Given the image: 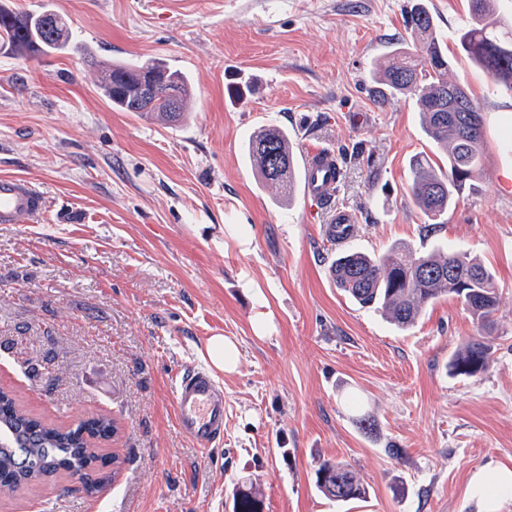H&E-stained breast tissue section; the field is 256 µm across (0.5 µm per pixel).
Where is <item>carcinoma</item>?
Masks as SVG:
<instances>
[{"label": "carcinoma", "mask_w": 512, "mask_h": 512, "mask_svg": "<svg viewBox=\"0 0 512 512\" xmlns=\"http://www.w3.org/2000/svg\"><path fill=\"white\" fill-rule=\"evenodd\" d=\"M491 0H469L472 23L460 41L468 57L495 81L512 87V26L491 17ZM53 10L31 16L0 5V49L7 47L20 56L61 51L68 28L60 23L46 29ZM414 51L392 55L378 69V78L393 94L417 97L427 136L447 156L446 169L435 168L427 156L410 162V192L415 206L427 218V232L440 230L442 217L484 165V121L481 109L467 89L448 82V55L434 35L433 17L419 4L406 20ZM98 72L97 87L113 107L155 118L165 124L183 119L191 95L187 75L164 67L167 82L145 99L140 94L142 64L128 62L91 63ZM472 110L467 123L456 108ZM248 153L261 177L290 189L296 160L287 136L269 127L253 135ZM336 287L363 308L381 310L399 328L415 323L436 300L457 299L481 327L490 323L498 301L493 273L470 255L457 249L445 254H405L401 248L375 256L345 251L330 266ZM493 354L485 336L469 339L454 354L448 367L456 375L476 376L484 372ZM117 427L112 417L98 413L71 425L47 422L20 406L13 395L0 390V485L17 489L59 473L79 480L87 494L99 491L108 478L107 469L118 458L99 453L94 445L109 441ZM317 489L329 500L347 503L364 500L368 491L347 464L323 460L315 469ZM234 512H262L260 492L254 484L234 494Z\"/></svg>", "instance_id": "cac0c4a2"}]
</instances>
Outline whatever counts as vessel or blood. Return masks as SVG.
I'll use <instances>...</instances> for the list:
<instances>
[{
    "label": "vessel or blood",
    "mask_w": 512,
    "mask_h": 512,
    "mask_svg": "<svg viewBox=\"0 0 512 512\" xmlns=\"http://www.w3.org/2000/svg\"><path fill=\"white\" fill-rule=\"evenodd\" d=\"M340 180V166L330 150L307 147L303 154L302 189L309 200L330 214L326 232L338 235L352 224V211L335 207L334 193ZM46 204L28 180L0 177V224H25L42 216ZM179 431L199 449L207 450L224 438V390L205 369L184 368L174 392Z\"/></svg>",
    "instance_id": "obj_1"
}]
</instances>
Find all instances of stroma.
Segmentation results:
<instances>
[{"label":"stroma","mask_w":512,"mask_h":512,"mask_svg":"<svg viewBox=\"0 0 512 512\" xmlns=\"http://www.w3.org/2000/svg\"><path fill=\"white\" fill-rule=\"evenodd\" d=\"M419 1L486 141L475 188L430 236L409 161L437 148L415 98L374 80ZM0 4L54 10L71 30L61 53H0V175L26 177L48 202L35 222L0 224V386L56 424L111 414L104 451L122 462L96 496L62 475L0 498V512H233L245 481L263 512H475L471 473L512 467V91L461 48L468 0ZM92 56L182 69L187 118L113 110ZM271 125L295 156L316 145L338 157L335 203L357 217L349 249L456 247L492 270L485 373H448L481 333L455 298L401 329L336 288L340 247L320 209L268 185L244 150ZM215 335L239 360L217 377L224 440L205 452L178 430L174 390L187 365H207ZM323 459L351 465L368 499H326Z\"/></svg>","instance_id":"35a3bbf8"}]
</instances>
